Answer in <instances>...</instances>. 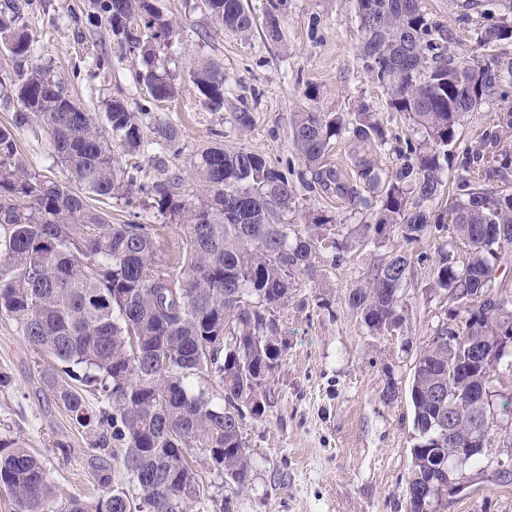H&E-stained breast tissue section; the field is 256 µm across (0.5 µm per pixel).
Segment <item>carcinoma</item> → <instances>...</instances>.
I'll list each match as a JSON object with an SVG mask.
<instances>
[{
	"mask_svg": "<svg viewBox=\"0 0 512 512\" xmlns=\"http://www.w3.org/2000/svg\"><path fill=\"white\" fill-rule=\"evenodd\" d=\"M361 21L359 58L387 89L389 105L425 131L424 140L397 141L400 166L381 176L362 159L357 177L383 194L368 221L339 240L336 224L317 214L295 233L280 223L294 202L289 175L261 154L211 146L191 162L190 184L176 174L139 180L114 150L154 156L179 151L173 125L155 124L144 135L150 106L132 110L120 99L106 104L104 123L69 94L67 83L36 63L37 50L16 20L29 0H12L0 15V38L11 40L17 80L0 82V100L15 99L11 127H0V318L11 320L27 343L54 360L42 373L56 403L70 413L95 451L118 448L120 464L139 497L114 489L89 501L64 496L41 458L0 439V485L16 512H183L198 498L186 454L205 453L211 469L238 490L251 480L243 436L246 414L260 417L257 390L272 374L278 346L276 312L288 304L297 280L317 281L319 264H341L353 246L396 238L401 248L367 269L345 291L347 307L373 334L405 321L403 286L412 264L433 270V287L447 292L453 325L442 324L420 353L409 396L419 441L411 449L409 512H424L437 482L445 480L459 448L477 437L490 441L492 402H481L501 361L497 340L512 331V293L499 284L497 265L512 256V109L497 115V130L460 143L461 116L490 98H512V57L448 53L443 26L426 18L420 0H355ZM89 18L107 25L113 44L137 58L139 82L153 101L179 93L161 62L180 35L153 0H91ZM200 8L228 32L246 33L255 19L243 0H202ZM512 40V24L485 27L479 46ZM212 112L224 109V70L207 61L190 72ZM38 126L48 135L67 181L29 171L16 131ZM348 134L359 142H387L369 105L346 118L300 112L293 141L304 169L297 177L314 189L354 193L324 164L331 141ZM455 163L451 202L429 203L443 191L442 171ZM138 194L156 212L185 226L177 259L156 260L153 224H108L86 196ZM453 230L468 250L460 263L445 247L418 250ZM456 361L448 363V337ZM215 375L224 390L215 405L191 381ZM98 391L108 408L93 412L82 388Z\"/></svg>",
	"mask_w": 512,
	"mask_h": 512,
	"instance_id": "obj_1",
	"label": "carcinoma"
}]
</instances>
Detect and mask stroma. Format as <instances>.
<instances>
[{
  "mask_svg": "<svg viewBox=\"0 0 512 512\" xmlns=\"http://www.w3.org/2000/svg\"><path fill=\"white\" fill-rule=\"evenodd\" d=\"M244 2L255 25L236 34L213 23L200 9V0H157L163 14L179 24V39L166 58L181 92L152 105L144 123L173 124L181 150L150 159L130 157L127 165L141 166L151 176L161 170L184 176L199 151L220 143L296 169V113H348L366 103L386 130L388 143L339 138L328 154L329 166L354 187L360 204L298 181L295 202L281 218L297 229L309 213L333 216L340 224L364 223L381 192L358 180L355 156H367L383 171H393L399 165L393 138H413L417 131L407 115L389 106L386 89L357 56L360 19L352 0H285L278 13L277 42L265 32L271 0ZM421 6L427 18L447 28L459 60L482 50L478 38L489 18L512 22V0H421ZM19 28L39 47L41 64L66 80L73 97L95 117H102L109 99L132 106L145 99L137 80L139 62L113 48L103 24L89 21L88 0H34ZM104 48L112 66L90 76L93 53ZM482 51L512 57V42ZM206 61L224 67L226 93L219 112L202 105L189 77L194 63ZM310 87L316 88V98L306 96ZM510 108L512 103L495 99L465 113L457 139L477 141L493 129L498 113ZM243 110L253 116L245 132L235 119ZM16 136L32 173L64 180L65 171L42 129H22ZM90 204L112 224L134 219L157 225L160 262H168L182 244L183 226L160 221L147 199L129 205L96 197ZM394 246L391 240L365 244L342 265L323 267L317 282L303 280L293 289L288 305L277 313L282 356L258 391L265 413L243 422L252 462L250 484L237 491L210 470L202 451L193 450L189 460L200 495L188 512H409L405 487L417 442L409 387L422 348L448 319V297L433 289L429 267L413 266L405 286L406 321L381 335L371 334L344 300L345 289ZM51 363L19 335L14 322L0 319V438L39 455L64 493L95 499L111 486L137 494L132 476L113 457L89 448L83 428L44 389L40 371ZM389 386L398 395L388 403L382 392ZM477 471V466L466 465L472 484L464 493L444 498L438 512H512V478L493 483L478 478Z\"/></svg>",
  "mask_w": 512,
  "mask_h": 512,
  "instance_id": "obj_1",
  "label": "stroma"
}]
</instances>
